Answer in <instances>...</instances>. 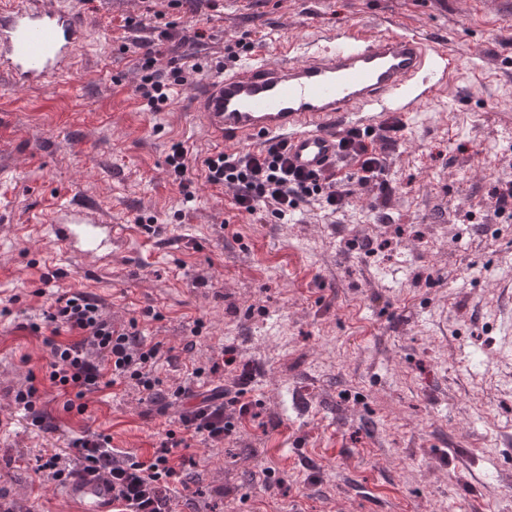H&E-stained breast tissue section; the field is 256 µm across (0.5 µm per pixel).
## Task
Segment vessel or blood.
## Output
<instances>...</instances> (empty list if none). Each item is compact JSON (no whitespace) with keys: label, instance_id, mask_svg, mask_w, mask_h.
Here are the masks:
<instances>
[{"label":"vessel or blood","instance_id":"1","mask_svg":"<svg viewBox=\"0 0 512 512\" xmlns=\"http://www.w3.org/2000/svg\"><path fill=\"white\" fill-rule=\"evenodd\" d=\"M86 28L58 0H0V75L12 87H52L73 74ZM456 56L441 42L410 29L351 26L310 50L299 61L237 59L233 67L203 81L193 97L207 135L225 151L275 140L284 142L288 163L303 172L331 168L348 118L369 110L383 122L446 86ZM49 233L67 258L83 263L86 279L111 264L121 242L91 199L57 203ZM66 498L81 512H112V486L102 477L68 483Z\"/></svg>","mask_w":512,"mask_h":512}]
</instances>
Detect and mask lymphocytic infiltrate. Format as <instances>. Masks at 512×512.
<instances>
[{
  "label": "lymphocytic infiltrate",
  "instance_id": "1",
  "mask_svg": "<svg viewBox=\"0 0 512 512\" xmlns=\"http://www.w3.org/2000/svg\"><path fill=\"white\" fill-rule=\"evenodd\" d=\"M180 33L175 25L166 24L156 40L140 44L137 70L140 75L134 92L150 111H163L174 85H193L205 77L206 71L197 54L183 56L170 73L158 68L167 45L175 43ZM340 148L355 169L343 171L333 166L321 174L293 170L286 156L284 142H265L256 151L226 153L216 151L206 156L200 170H193L183 144H175L167 159L170 175L186 199L194 173H201L205 183L228 188L239 211L262 219H284L303 203L320 202L330 211H338L348 203L352 182H378L385 170L386 158L369 141L367 132L349 131ZM27 330L42 336L49 349V378L67 396L66 411L85 413L88 394L116 385L138 387L145 401L165 406L176 401L183 410L177 430H170L151 457L137 459L120 456L109 436L86 432L70 443L73 463L60 465L58 456L42 463V470L60 484L83 473H97L112 484V497L127 503L128 512H172L174 484L180 475L171 463L175 449L186 447L188 440L198 439L215 446L236 430L228 407L240 414L250 411L244 390L229 393L221 386L205 382L204 368L193 369L192 382L162 387L157 371L172 356L162 342H151L141 336L137 320L125 325H112L97 299L82 292H55L41 321L30 322Z\"/></svg>",
  "mask_w": 512,
  "mask_h": 512
}]
</instances>
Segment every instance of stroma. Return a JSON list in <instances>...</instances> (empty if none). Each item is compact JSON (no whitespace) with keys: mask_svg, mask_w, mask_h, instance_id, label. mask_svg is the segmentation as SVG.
Here are the masks:
<instances>
[{"mask_svg":"<svg viewBox=\"0 0 512 512\" xmlns=\"http://www.w3.org/2000/svg\"><path fill=\"white\" fill-rule=\"evenodd\" d=\"M79 11L89 38L73 76L18 90L0 78V507L74 512L38 458L67 456L86 431L146 457L178 416L149 412L132 386L66 412L48 348L22 328L79 281L45 224L58 199L89 196L126 229L97 297L113 323L137 319L172 348L164 385L227 348L236 362L213 383L247 378L252 406L236 432L173 457L177 512H512V354L501 347L512 219L489 198L512 180V0H221L198 13L87 0ZM155 13L187 35L208 30V70L239 40L298 59L346 27L385 22L444 41L459 65L447 90L401 113L390 192L354 182L338 212L304 204L261 221L200 178L186 201L169 177L173 144L201 158L217 144L191 87L174 86L160 112L133 94L132 42L156 34L123 21ZM31 376L55 432L14 402Z\"/></svg>","mask_w":512,"mask_h":512,"instance_id":"stroma-1","label":"stroma"}]
</instances>
